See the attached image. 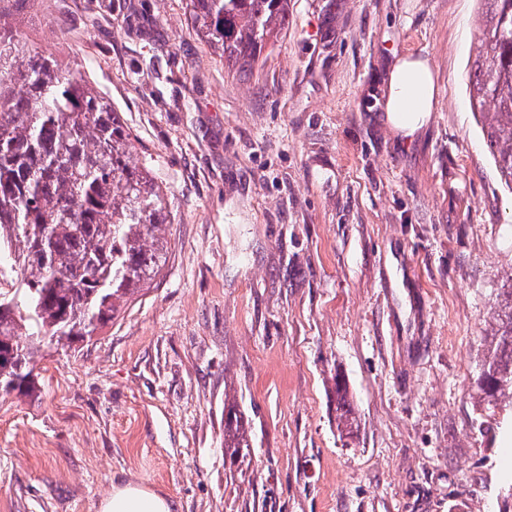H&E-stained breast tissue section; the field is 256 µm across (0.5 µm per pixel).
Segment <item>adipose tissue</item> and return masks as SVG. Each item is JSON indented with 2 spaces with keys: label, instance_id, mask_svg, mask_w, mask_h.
Returning a JSON list of instances; mask_svg holds the SVG:
<instances>
[{
  "label": "adipose tissue",
  "instance_id": "obj_1",
  "mask_svg": "<svg viewBox=\"0 0 512 512\" xmlns=\"http://www.w3.org/2000/svg\"><path fill=\"white\" fill-rule=\"evenodd\" d=\"M435 81L427 61L403 59L391 74L384 110L387 121L406 136L426 123L435 99ZM171 500L141 486L114 488L99 512H172Z\"/></svg>",
  "mask_w": 512,
  "mask_h": 512
}]
</instances>
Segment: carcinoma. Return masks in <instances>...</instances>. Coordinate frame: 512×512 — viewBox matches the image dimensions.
Returning <instances> with one entry per match:
<instances>
[{
    "mask_svg": "<svg viewBox=\"0 0 512 512\" xmlns=\"http://www.w3.org/2000/svg\"><path fill=\"white\" fill-rule=\"evenodd\" d=\"M470 107L500 182L512 190V0H481ZM198 36L254 58L278 37L288 0H187ZM166 189L134 162L132 134L79 65H62L0 27V245L17 254L22 298L0 292V393L36 391L33 351L89 342L159 276L170 248ZM492 339L475 384L512 399V277L496 289ZM28 340H21L20 330ZM338 428L357 426L334 376ZM224 447L249 448L230 409Z\"/></svg>",
    "mask_w": 512,
    "mask_h": 512,
    "instance_id": "cac0c4a2",
    "label": "carcinoma"
}]
</instances>
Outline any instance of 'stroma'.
<instances>
[{
	"mask_svg": "<svg viewBox=\"0 0 512 512\" xmlns=\"http://www.w3.org/2000/svg\"><path fill=\"white\" fill-rule=\"evenodd\" d=\"M480 24L478 0H290L232 65L186 0L0 11L83 65L171 215L153 285L0 395V512H98L125 484L175 512H512V406L473 386L512 276V191L469 104ZM409 56L438 86L411 140L381 110ZM333 380L336 390V413L339 420L338 428L341 432L345 431L346 435H351L354 433L357 421L348 398V386L345 379L339 373H336ZM224 446L232 449L231 454H237L250 446L240 417L233 409H228L224 420Z\"/></svg>",
	"mask_w": 512,
	"mask_h": 512,
	"instance_id": "stroma-1",
	"label": "stroma"
}]
</instances>
